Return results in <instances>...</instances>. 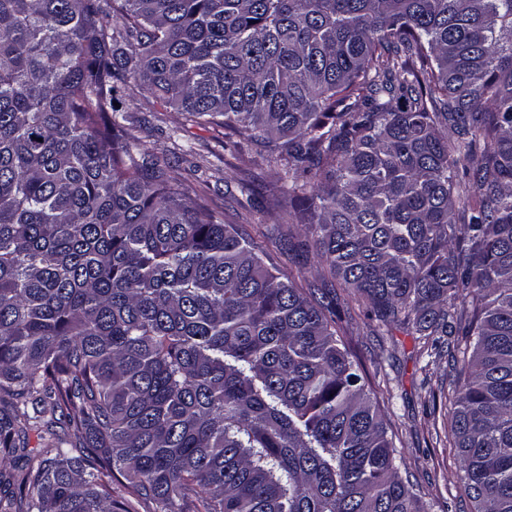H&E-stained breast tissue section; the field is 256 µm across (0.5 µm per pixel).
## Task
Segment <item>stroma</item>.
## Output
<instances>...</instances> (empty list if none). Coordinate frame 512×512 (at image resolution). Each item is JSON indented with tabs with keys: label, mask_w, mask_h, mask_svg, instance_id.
Wrapping results in <instances>:
<instances>
[{
	"label": "stroma",
	"mask_w": 512,
	"mask_h": 512,
	"mask_svg": "<svg viewBox=\"0 0 512 512\" xmlns=\"http://www.w3.org/2000/svg\"><path fill=\"white\" fill-rule=\"evenodd\" d=\"M130 108L133 135L164 157L191 191L222 210L225 223L234 225L269 267L303 290L335 289L337 304H344L342 281L322 276L313 262V236L281 221L290 204L273 189L280 166L250 146L239 154L225 150L223 127L188 121L159 104L134 101ZM342 326L385 416L401 478L430 512H474L457 451L448 444V396L463 385V375L449 357L429 362L408 332L371 326L358 308L344 313Z\"/></svg>",
	"instance_id": "35a3bbf8"
}]
</instances>
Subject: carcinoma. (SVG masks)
<instances>
[{
  "label": "carcinoma",
  "instance_id": "carcinoma-1",
  "mask_svg": "<svg viewBox=\"0 0 512 512\" xmlns=\"http://www.w3.org/2000/svg\"><path fill=\"white\" fill-rule=\"evenodd\" d=\"M131 79L275 156L365 316L448 349L512 512V0H0V512H425L336 299L130 134Z\"/></svg>",
  "mask_w": 512,
  "mask_h": 512
}]
</instances>
